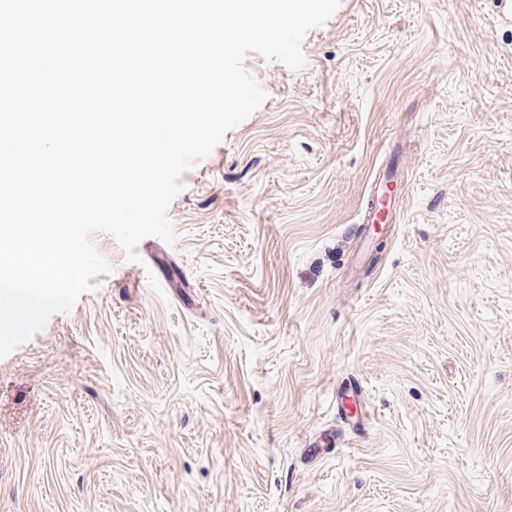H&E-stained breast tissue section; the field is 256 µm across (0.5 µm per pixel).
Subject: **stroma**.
<instances>
[{
    "label": "stroma",
    "instance_id": "1",
    "mask_svg": "<svg viewBox=\"0 0 512 512\" xmlns=\"http://www.w3.org/2000/svg\"><path fill=\"white\" fill-rule=\"evenodd\" d=\"M301 48L248 53L172 241L92 233L109 271L0 357V512H512V0H340Z\"/></svg>",
    "mask_w": 512,
    "mask_h": 512
}]
</instances>
